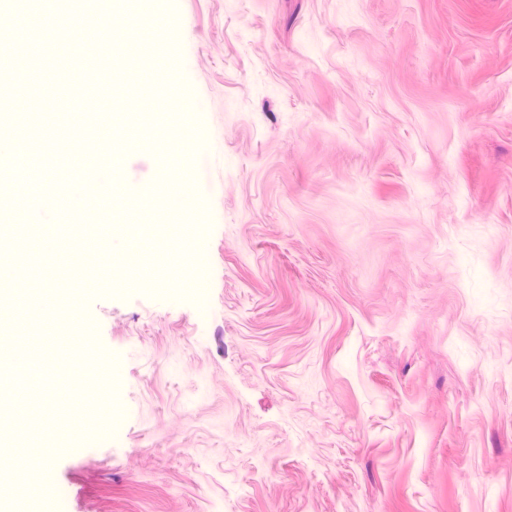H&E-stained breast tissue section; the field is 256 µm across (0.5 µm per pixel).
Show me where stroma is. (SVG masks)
<instances>
[{
	"mask_svg": "<svg viewBox=\"0 0 512 512\" xmlns=\"http://www.w3.org/2000/svg\"><path fill=\"white\" fill-rule=\"evenodd\" d=\"M167 3L118 26L154 251L82 308L96 438L0 512H512V0ZM198 102L199 207L166 192Z\"/></svg>",
	"mask_w": 512,
	"mask_h": 512,
	"instance_id": "stroma-1",
	"label": "stroma"
}]
</instances>
